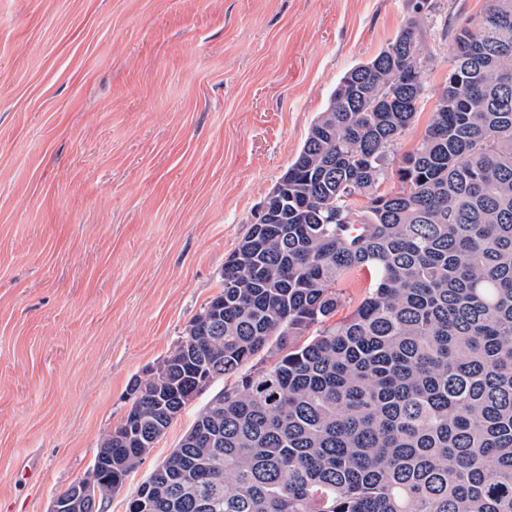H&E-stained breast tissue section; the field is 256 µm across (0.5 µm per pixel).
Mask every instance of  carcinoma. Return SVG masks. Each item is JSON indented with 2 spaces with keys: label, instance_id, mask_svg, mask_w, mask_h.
<instances>
[{
  "label": "carcinoma",
  "instance_id": "carcinoma-1",
  "mask_svg": "<svg viewBox=\"0 0 512 512\" xmlns=\"http://www.w3.org/2000/svg\"><path fill=\"white\" fill-rule=\"evenodd\" d=\"M421 41L406 22L336 85L275 220L250 226L196 314L222 301L224 321L188 326L103 439L95 512L186 407L203 354L237 382L156 468L167 492L139 488L128 512H512V0L455 29L431 122L380 194L424 95ZM359 271L372 288L331 322ZM272 342L281 356L244 370Z\"/></svg>",
  "mask_w": 512,
  "mask_h": 512
}]
</instances>
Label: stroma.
I'll return each instance as SVG.
<instances>
[{
    "instance_id": "35a3bbf8",
    "label": "stroma",
    "mask_w": 512,
    "mask_h": 512,
    "mask_svg": "<svg viewBox=\"0 0 512 512\" xmlns=\"http://www.w3.org/2000/svg\"><path fill=\"white\" fill-rule=\"evenodd\" d=\"M425 94L486 0H436ZM410 0H0V512H47L218 291L352 67ZM188 403L104 512L221 393Z\"/></svg>"
}]
</instances>
